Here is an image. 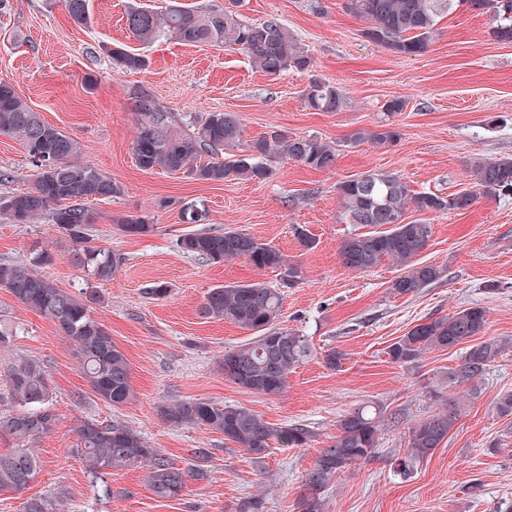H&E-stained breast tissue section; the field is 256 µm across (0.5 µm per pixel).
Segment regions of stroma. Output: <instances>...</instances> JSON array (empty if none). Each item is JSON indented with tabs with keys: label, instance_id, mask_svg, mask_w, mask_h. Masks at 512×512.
<instances>
[{
	"label": "stroma",
	"instance_id": "obj_1",
	"mask_svg": "<svg viewBox=\"0 0 512 512\" xmlns=\"http://www.w3.org/2000/svg\"><path fill=\"white\" fill-rule=\"evenodd\" d=\"M131 2L90 0L87 26L68 16L62 0H9L0 11V79L13 83L45 122L78 139L80 162L120 183L121 196L90 203L91 235L94 245L126 256L111 281L87 282L70 262L71 243L43 216L33 224L0 221V262L48 248L55 262L45 273L60 288L77 295L93 288L92 315L126 354L133 390L117 408L99 400L57 326L0 290V315L19 326L11 348L0 350V414L13 408L7 368L27 355L45 363L58 415L36 443L41 472L26 492L0 495V512H23L28 498L44 496L63 501L66 512H236L256 495L263 512H298L316 457L331 445L339 418L362 403L380 411V444L373 458L330 480L325 512H512V416L493 406L499 393L512 390V349L491 365L447 442L406 477L393 472L391 458L406 450L415 422L447 407L444 377L464 349L430 350L408 366L387 353L418 320L472 304L487 312V336H512V194L479 198L461 213L407 210V221L433 226L420 261L445 270L440 282L415 295L391 290L401 272L391 260L367 272L343 266L339 247L358 229L342 222L337 195L340 182L369 170L396 172L414 191L445 195L468 188L474 162L512 156V43L496 39L492 17L463 7L439 20L426 53L406 58L367 41L344 0H181L193 9L234 5L253 21L278 16L312 64L273 78L229 47L135 40L126 26ZM119 46L145 56L146 69H113L107 50ZM314 80L339 87L343 109L307 108L302 92ZM144 91L170 112L175 130L190 131L207 112H232L242 120L243 141L272 129L315 135L336 145V166L318 171L279 159L266 181L224 183L141 170L132 144L135 98ZM395 99L403 110L388 112ZM384 123L400 133L393 145L350 144L355 132ZM31 172L22 142L0 135V173L9 176L0 196L25 189ZM187 201L205 206L208 227L242 229L303 269L284 291L281 324L307 336L314 353L289 375L281 395L252 393L226 379L225 353L251 333L199 313L212 287L256 278L274 283L279 275L243 259L212 264L183 254L177 241L192 230L181 219ZM124 214L148 217L155 233L118 232L115 219ZM297 225L316 238L314 249H302ZM154 282L167 285L168 294H144ZM332 348L345 355L336 370L323 360ZM186 399L243 406L273 424L300 423L313 438L308 447L277 449L258 461L222 434L166 424L159 405ZM90 420L132 426L180 468L195 449H208L209 477L190 482L173 500L154 496L138 467L93 481L77 452L79 428ZM497 440L501 450L491 451Z\"/></svg>",
	"mask_w": 512,
	"mask_h": 512
}]
</instances>
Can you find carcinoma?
I'll list each match as a JSON object with an SVG mask.
<instances>
[{
  "instance_id": "carcinoma-1",
  "label": "carcinoma",
  "mask_w": 512,
  "mask_h": 512,
  "mask_svg": "<svg viewBox=\"0 0 512 512\" xmlns=\"http://www.w3.org/2000/svg\"><path fill=\"white\" fill-rule=\"evenodd\" d=\"M468 2L480 14L493 12L496 38L512 42V0H346V10L365 23L362 35L395 53L413 57L423 54L437 34L439 18ZM71 18L82 25L91 21L88 0H63ZM127 27L140 42L173 38L184 44L229 46L237 49L265 74L277 77L289 70L305 71L312 64L308 50L294 38L282 21L270 16L249 21L232 10H190L172 0L164 10L133 6L127 12ZM112 65L119 71L143 70L147 59L125 48L110 49ZM307 106L318 112H337L345 104L343 92L322 81H312L303 91ZM140 126L133 142L136 165L145 171L160 168L196 181L263 182L272 174L271 163L280 158L294 160L315 170L336 166L337 149L316 136H288L270 130L259 139L242 145L240 118L231 112H208L195 121L189 133L179 132L168 113L148 93L137 96ZM0 134L20 141L36 173L24 191L0 196V216L12 224H30L48 214L52 223L75 246L73 263L95 281L108 282L126 261L124 254L90 245L92 216L87 205L116 198L121 185L98 169L77 161L81 146L73 136L45 122L17 93L14 85L0 80ZM399 132L387 124L358 132L350 143L369 142L386 147ZM512 193V157L478 162L471 174L470 188L451 194L414 193L400 174L370 170L338 185L342 221L348 224L389 226L362 232L345 239L339 254L342 264L367 271L382 259L402 266L390 285L399 295L414 294L443 277V269L425 264L417 257L426 248L432 225L404 222L406 210L421 213L465 211L481 196ZM181 217L188 224L206 220L204 208L191 201L183 204ZM118 230L127 236L148 235L155 225L140 215H126ZM180 251L206 262L222 263L243 258L258 270L281 271L288 285L301 278L302 270L262 240L236 229L193 231L177 241ZM51 251L44 250L35 261L0 262V288L15 302L52 320L75 347L80 366L97 398L119 407L132 397L130 366L123 350L112 340L107 327L92 317L90 303L95 291L77 296L60 288L41 269L53 265ZM283 294L263 280L231 283L210 289L201 304L206 319L224 320L254 333L248 342L224 354V377L257 394L278 396L288 386V375L311 356L305 336L279 324ZM486 310L479 305L459 309L446 316L426 318L398 338L389 348L390 360L411 365L428 350H449L463 345L461 362L448 370V387H466L477 393L492 363L512 348L508 336L484 337ZM11 399L23 407L0 416V436L16 441V447L0 453V494L20 493L41 470V458L31 445L51 432L57 422L53 391L42 360L19 356L7 370ZM465 410L458 401L433 413L408 431L403 456L392 459L396 473L406 477L415 464L432 456L448 440ZM161 418L174 427L205 426L224 435L254 459L265 458L279 447L303 448L313 434L303 424L277 425L255 411L204 399L175 400L159 408ZM377 409L360 405L337 421L333 443L320 451L306 476L297 508L299 512H323L325 488L332 477L353 464L374 457L379 443ZM80 448L87 472L97 481L111 469L139 466L147 470L149 486L160 499L183 495L191 480L207 479L200 464L207 450L194 451L198 462L186 468L175 466L156 448L148 446L133 428L118 421H87L79 429ZM61 503L46 497L31 498L25 512H60Z\"/></svg>"
}]
</instances>
